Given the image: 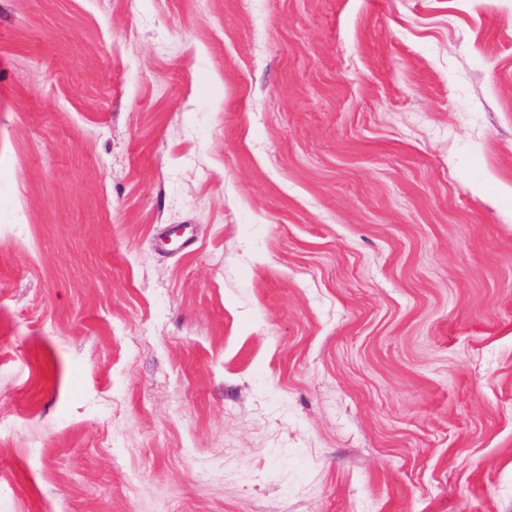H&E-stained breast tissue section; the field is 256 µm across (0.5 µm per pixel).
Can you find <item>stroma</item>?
Listing matches in <instances>:
<instances>
[{
	"label": "stroma",
	"instance_id": "1",
	"mask_svg": "<svg viewBox=\"0 0 512 512\" xmlns=\"http://www.w3.org/2000/svg\"><path fill=\"white\" fill-rule=\"evenodd\" d=\"M0 512H512V0H0Z\"/></svg>",
	"mask_w": 512,
	"mask_h": 512
}]
</instances>
